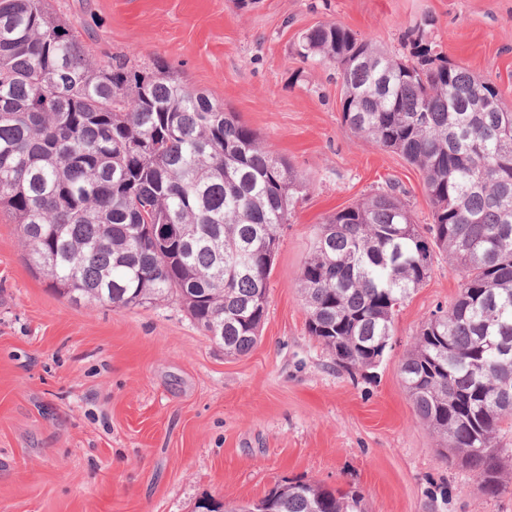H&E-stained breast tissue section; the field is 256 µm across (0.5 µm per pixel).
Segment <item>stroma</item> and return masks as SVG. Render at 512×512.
<instances>
[{
	"mask_svg": "<svg viewBox=\"0 0 512 512\" xmlns=\"http://www.w3.org/2000/svg\"><path fill=\"white\" fill-rule=\"evenodd\" d=\"M101 59L161 63L236 112L307 181L282 230L257 347L225 355L184 308L73 304L35 274L0 212V512H195L276 484L359 491L363 512H512L448 463L415 415L400 365L459 275L446 257L401 307L382 361L336 370L298 292L318 224L394 179L417 223L422 175L353 135L327 64L300 36L338 22L399 56L424 38L498 86L512 109V0H49Z\"/></svg>",
	"mask_w": 512,
	"mask_h": 512,
	"instance_id": "obj_1",
	"label": "stroma"
}]
</instances>
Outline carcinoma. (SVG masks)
I'll return each instance as SVG.
<instances>
[{
  "mask_svg": "<svg viewBox=\"0 0 512 512\" xmlns=\"http://www.w3.org/2000/svg\"><path fill=\"white\" fill-rule=\"evenodd\" d=\"M298 54L334 66L352 133L421 172L432 218L416 223L392 180L324 218L299 280L308 332L337 369L370 366L445 254L458 297L421 324L400 371L418 419L497 497L512 484L498 441L512 425V111L494 82L419 41L397 58L325 22ZM217 108L171 71L96 60L48 0H0V210L29 266L71 303L174 299L243 356L260 340L280 230L305 179ZM361 501L289 481L208 512H360Z\"/></svg>",
  "mask_w": 512,
  "mask_h": 512,
  "instance_id": "cac0c4a2",
  "label": "carcinoma"
}]
</instances>
